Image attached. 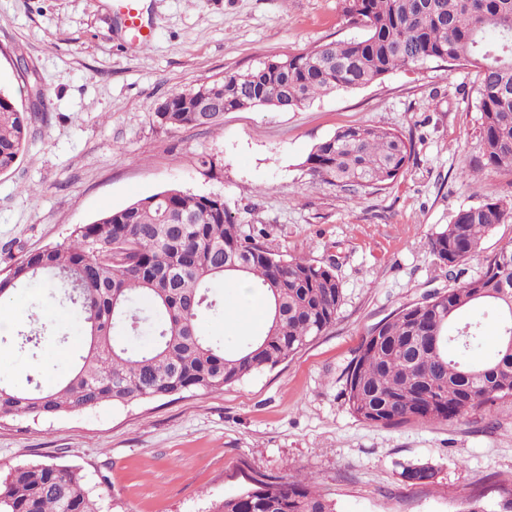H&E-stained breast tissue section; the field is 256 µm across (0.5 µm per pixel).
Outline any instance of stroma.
I'll return each instance as SVG.
<instances>
[{"mask_svg": "<svg viewBox=\"0 0 512 512\" xmlns=\"http://www.w3.org/2000/svg\"><path fill=\"white\" fill-rule=\"evenodd\" d=\"M343 0H148L153 31L133 44L112 0H0V87L31 107L20 161L0 173V275L79 225L179 187L217 194L236 223L272 250L334 264L343 291L335 323L286 362L215 392H184L128 407L105 404L51 419L0 421V474L38 461L73 466L102 512H208L253 477H314L336 512H504L512 501V398L447 421L376 427L344 403L345 372L371 328L402 306L481 274L512 243V223L486 234L456 277L429 240L455 212L512 198V173H462L482 154L472 68L430 62L317 99L297 112H228L221 128H170L155 112L171 94L260 62L355 37ZM410 138L413 158L374 193L313 182L302 162L345 126ZM245 282L216 283L227 339L262 334ZM0 379L42 387L69 370L82 338L42 282L7 299ZM50 318L37 347L15 337ZM427 464L432 484L408 485L404 465Z\"/></svg>", "mask_w": 512, "mask_h": 512, "instance_id": "obj_1", "label": "stroma"}]
</instances>
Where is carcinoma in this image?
Segmentation results:
<instances>
[{"instance_id":"cac0c4a2","label":"carcinoma","mask_w":512,"mask_h":512,"mask_svg":"<svg viewBox=\"0 0 512 512\" xmlns=\"http://www.w3.org/2000/svg\"><path fill=\"white\" fill-rule=\"evenodd\" d=\"M342 16L361 35L284 56L280 70L261 63L204 86L218 112H195L183 92L155 116L172 128L221 125L224 113L254 108L296 112L315 99L374 84L394 70L427 62L476 71L483 155L465 173L512 172V0H344ZM496 34L486 40V32ZM29 115L0 88V171L23 155ZM411 141L380 126H348L314 144L302 165L313 180L343 190H381L406 170ZM193 216L190 224L180 216ZM512 223V200L488 198L459 209L430 239L436 264L454 269L485 233ZM44 276L51 297L77 320L84 345L52 389L0 382V420L53 418L103 404L129 406L224 386L288 359L335 322L343 293L332 266L271 250L237 224L216 194L172 187L91 224L61 243L22 256L0 276V298ZM243 277L267 296L270 325L233 348L202 329L223 313L218 280ZM512 245L484 271L432 298L410 304L374 326L346 371L344 401L360 422L399 426L451 420L512 398V351L502 339L482 363V321H463L486 305L502 330L512 324ZM148 328L151 345L134 351L128 332ZM410 485L435 478L428 465H407ZM0 512H100L80 471L52 461L29 463L0 479ZM209 512H335L312 478H258L252 487L211 503Z\"/></svg>"}]
</instances>
